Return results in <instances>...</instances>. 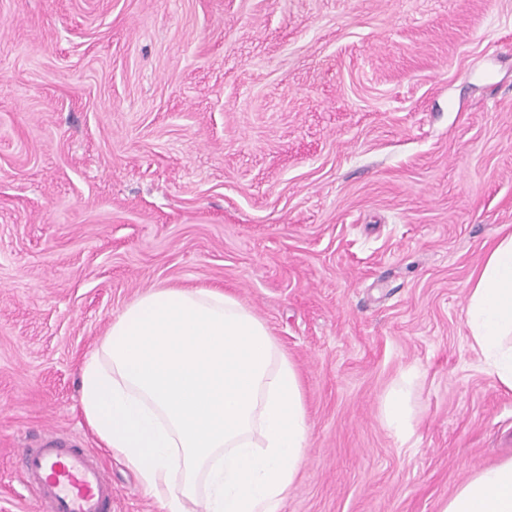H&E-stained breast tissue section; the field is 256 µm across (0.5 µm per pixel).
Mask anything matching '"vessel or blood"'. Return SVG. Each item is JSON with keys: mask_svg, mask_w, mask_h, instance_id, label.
I'll return each mask as SVG.
<instances>
[{"mask_svg": "<svg viewBox=\"0 0 512 512\" xmlns=\"http://www.w3.org/2000/svg\"><path fill=\"white\" fill-rule=\"evenodd\" d=\"M22 477L41 512H112V481L89 449L50 432L19 451Z\"/></svg>", "mask_w": 512, "mask_h": 512, "instance_id": "vessel-or-blood-1", "label": "vessel or blood"}]
</instances>
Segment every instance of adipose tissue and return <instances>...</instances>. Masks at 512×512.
I'll use <instances>...</instances> for the list:
<instances>
[{
	"label": "adipose tissue",
	"mask_w": 512,
	"mask_h": 512,
	"mask_svg": "<svg viewBox=\"0 0 512 512\" xmlns=\"http://www.w3.org/2000/svg\"><path fill=\"white\" fill-rule=\"evenodd\" d=\"M466 324L512 390V232L470 280ZM79 407L161 512H281L311 446L300 376L265 323L218 288L152 287L79 368ZM440 512H512V457Z\"/></svg>",
	"instance_id": "obj_1"
}]
</instances>
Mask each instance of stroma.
<instances>
[{
  "label": "stroma",
  "instance_id": "35a3bbf8",
  "mask_svg": "<svg viewBox=\"0 0 512 512\" xmlns=\"http://www.w3.org/2000/svg\"><path fill=\"white\" fill-rule=\"evenodd\" d=\"M503 229L512 0H0V512H38L29 441L97 448L79 366L157 285L236 295L295 363L282 512H439L512 456L466 325ZM104 461L112 512H158ZM383 416L394 434L405 440L413 427V410L403 387L393 389L384 399Z\"/></svg>",
  "mask_w": 512,
  "mask_h": 512
}]
</instances>
